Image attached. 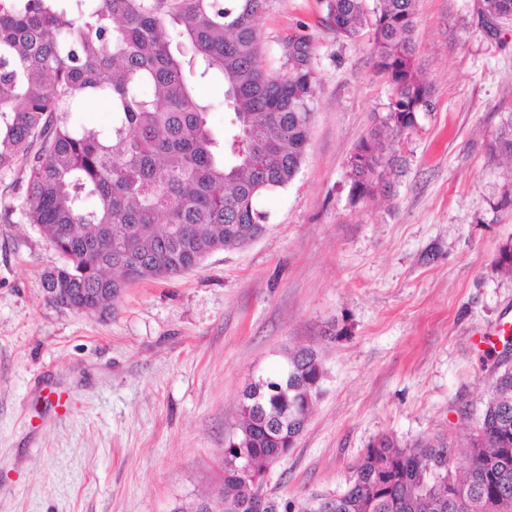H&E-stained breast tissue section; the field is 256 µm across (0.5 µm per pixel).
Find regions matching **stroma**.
<instances>
[{
    "mask_svg": "<svg viewBox=\"0 0 512 512\" xmlns=\"http://www.w3.org/2000/svg\"><path fill=\"white\" fill-rule=\"evenodd\" d=\"M429 111L400 139L388 193L351 202L347 163L390 87L367 37H337L324 0H268L261 52L305 38L318 88L301 170L264 196L257 241L130 282L112 314L43 291L64 257L23 216L28 169L0 171V512H192L223 477L250 382L310 347L327 376L278 498L344 491L377 437L462 438L512 326V31L478 0H417Z\"/></svg>",
    "mask_w": 512,
    "mask_h": 512,
    "instance_id": "35a3bbf8",
    "label": "stroma"
}]
</instances>
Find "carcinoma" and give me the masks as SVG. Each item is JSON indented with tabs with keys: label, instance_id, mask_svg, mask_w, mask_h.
Masks as SVG:
<instances>
[{
	"label": "carcinoma",
	"instance_id": "cac0c4a2",
	"mask_svg": "<svg viewBox=\"0 0 512 512\" xmlns=\"http://www.w3.org/2000/svg\"><path fill=\"white\" fill-rule=\"evenodd\" d=\"M266 0H0V170L28 167L27 221L66 264L51 288L85 295L126 280L183 273L210 253L238 248L268 222L258 206L302 165L316 100L306 45L283 70L263 60ZM329 28L368 35L391 97L385 117L348 161L358 202L385 193L394 142L430 106L413 33L416 0H325ZM490 29L512 27V0H479ZM191 48L173 44L171 33ZM219 79L224 126L211 123L202 81ZM107 101L106 128L61 117ZM492 150L512 158V112ZM316 350L242 395L240 433L224 448L214 512H249L261 482L304 431L323 392ZM464 472L448 439L410 446L382 435L334 497L279 499L276 512H512V364L499 360L468 435Z\"/></svg>",
	"mask_w": 512,
	"mask_h": 512
}]
</instances>
